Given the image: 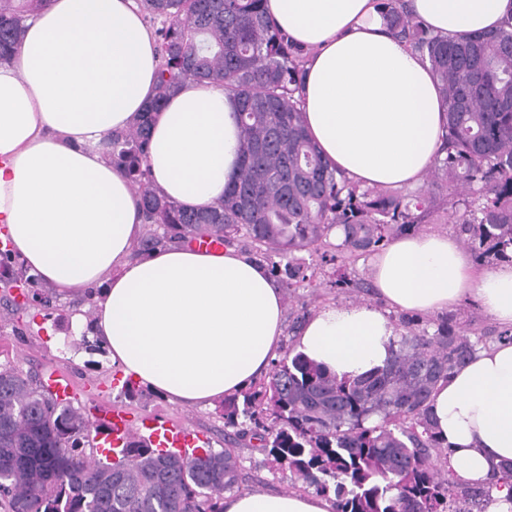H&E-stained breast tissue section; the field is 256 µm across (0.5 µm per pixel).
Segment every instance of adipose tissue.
I'll return each mask as SVG.
<instances>
[{
  "instance_id": "ef3b65f1",
  "label": "adipose tissue",
  "mask_w": 512,
  "mask_h": 512,
  "mask_svg": "<svg viewBox=\"0 0 512 512\" xmlns=\"http://www.w3.org/2000/svg\"><path fill=\"white\" fill-rule=\"evenodd\" d=\"M434 34L512 24V0H408ZM306 51V130L337 173L366 188L419 183L444 135L445 103L425 56L394 37L378 0H266ZM160 58L134 0H49L0 64V239L28 274L89 294L90 330L124 378L169 400L214 406L264 376L281 354L283 294L266 267L228 246L168 244L138 255L143 212L103 150L148 105ZM238 104L222 87L184 82L154 117L146 166L187 208L219 202L239 172ZM379 300L318 309L295 349L336 379L384 367L392 313L430 315L465 298L512 328V263L476 271L455 237L418 233L375 254ZM448 463L469 484L512 465V342L479 350L430 403ZM224 512H335L302 493L226 496Z\"/></svg>"
}]
</instances>
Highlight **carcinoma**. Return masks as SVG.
Wrapping results in <instances>:
<instances>
[{"instance_id":"obj_1","label":"carcinoma","mask_w":512,"mask_h":512,"mask_svg":"<svg viewBox=\"0 0 512 512\" xmlns=\"http://www.w3.org/2000/svg\"><path fill=\"white\" fill-rule=\"evenodd\" d=\"M48 0H0V62L17 55L27 17ZM265 0H140L162 19L160 68L146 112L106 138L143 207L144 222L188 242L231 245L244 237L280 274L278 259L334 247L373 252L434 209L422 191L360 190L339 176L310 139L295 97L304 50L276 28ZM390 31L427 56L446 104L445 156L463 243L479 261L512 262V24L457 38L431 34L405 0H382ZM211 81L238 103L240 172L224 200L187 211L170 201L145 168L149 122L185 81ZM343 240L329 241L332 227ZM33 289L8 248L0 286ZM390 361L338 380L287 350L269 379L224 399L227 448L162 454L134 441L118 459H94L91 424L36 377L0 366V512H224V493L241 487L234 447L257 442L270 463L331 497L336 512H486L490 488L462 491L444 465L447 441L429 415L436 384L477 351L446 319L434 332L410 322Z\"/></svg>"}]
</instances>
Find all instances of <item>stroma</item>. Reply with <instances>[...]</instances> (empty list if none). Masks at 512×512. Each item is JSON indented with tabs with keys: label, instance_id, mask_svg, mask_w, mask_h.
I'll return each instance as SVG.
<instances>
[{
	"label": "stroma",
	"instance_id": "stroma-1",
	"mask_svg": "<svg viewBox=\"0 0 512 512\" xmlns=\"http://www.w3.org/2000/svg\"><path fill=\"white\" fill-rule=\"evenodd\" d=\"M293 261L305 263L316 272L321 284L312 292L305 283L283 288L285 300L284 347L294 341L292 327L297 318L313 313L324 304H356L374 301L375 295L360 290V283L371 282L369 254H357L333 262H322L319 255L306 251L295 252ZM345 272L350 284L340 288L335 284L338 272ZM78 304L53 295L50 306L34 304L15 311L0 298V364H10L23 372L44 375L55 370L65 374L73 383L70 402L86 417L97 418L100 408L123 410L129 420L133 438H141L146 419L162 417L203 435L214 449L224 447V421L218 408H203L171 402L153 392L130 399L121 396L114 385L116 376L104 352L74 346L71 317ZM446 317L466 329L470 339H482L484 345L496 343L501 326L485 315L476 302L462 303L448 311ZM246 492H289L293 480L289 471H271L265 457L251 446L237 447Z\"/></svg>",
	"mask_w": 512,
	"mask_h": 512
}]
</instances>
